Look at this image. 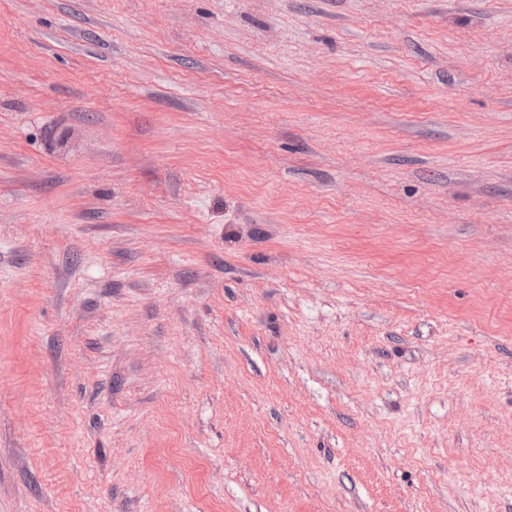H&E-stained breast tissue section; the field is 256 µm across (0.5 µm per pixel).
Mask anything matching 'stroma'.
<instances>
[{"label": "stroma", "instance_id": "35a3bbf8", "mask_svg": "<svg viewBox=\"0 0 512 512\" xmlns=\"http://www.w3.org/2000/svg\"><path fill=\"white\" fill-rule=\"evenodd\" d=\"M0 512H512V0H0Z\"/></svg>", "mask_w": 512, "mask_h": 512}]
</instances>
